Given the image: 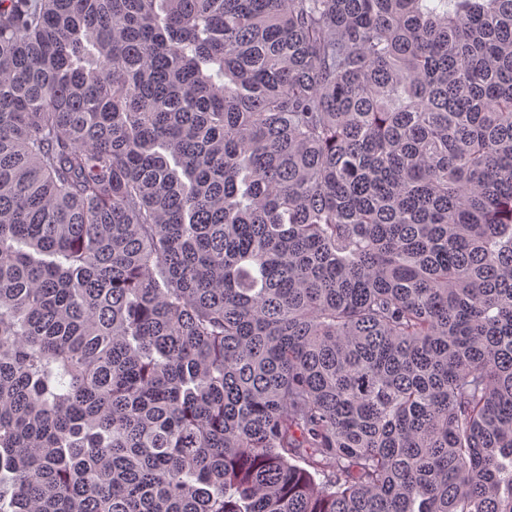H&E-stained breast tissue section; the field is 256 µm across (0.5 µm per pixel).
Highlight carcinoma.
Instances as JSON below:
<instances>
[{"instance_id": "carcinoma-1", "label": "carcinoma", "mask_w": 512, "mask_h": 512, "mask_svg": "<svg viewBox=\"0 0 512 512\" xmlns=\"http://www.w3.org/2000/svg\"><path fill=\"white\" fill-rule=\"evenodd\" d=\"M0 512H512V0H0Z\"/></svg>"}]
</instances>
